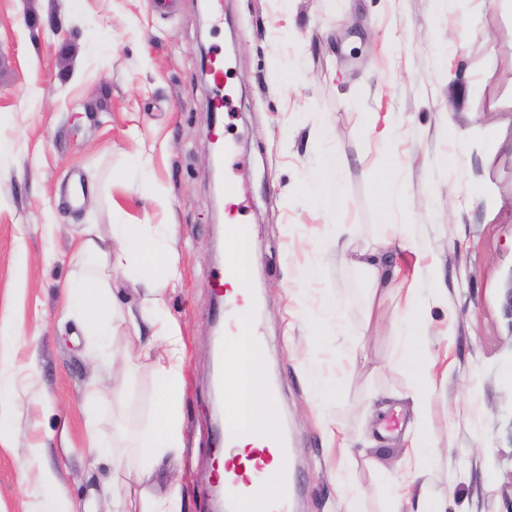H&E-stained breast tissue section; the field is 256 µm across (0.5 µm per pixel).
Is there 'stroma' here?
<instances>
[{"label": "stroma", "instance_id": "1", "mask_svg": "<svg viewBox=\"0 0 512 512\" xmlns=\"http://www.w3.org/2000/svg\"><path fill=\"white\" fill-rule=\"evenodd\" d=\"M221 14L207 19L199 0H0V139L11 145L0 154V367L14 371L17 394L0 435V512H43L51 491L104 512L108 483L134 503L177 485L184 512H212L221 312L204 50L223 57L232 94L219 119L242 162L256 329L298 484L291 512H344L334 476L343 458L362 512H390L388 480L413 417L398 397L412 376L398 359L395 303L366 328L367 284L336 247L340 224L354 226L356 251L381 225H413L412 247L387 257L403 275L418 252L438 259L448 300L431 311L430 492L443 512H512V11L500 0H222ZM319 123L336 137L315 139ZM332 157L345 193L330 215L301 189ZM392 176L404 185L399 208L384 193ZM84 224L106 238L116 224L175 227L164 244L181 277L165 305L184 344L181 458L138 484L87 461L93 433L139 469L132 442L157 388L150 359L121 333L111 351L131 372L113 400L111 367L89 359L90 330L67 311ZM324 302L342 310L352 349L333 337L301 343V317ZM315 366L338 372L333 414L346 449L323 439Z\"/></svg>", "mask_w": 512, "mask_h": 512}]
</instances>
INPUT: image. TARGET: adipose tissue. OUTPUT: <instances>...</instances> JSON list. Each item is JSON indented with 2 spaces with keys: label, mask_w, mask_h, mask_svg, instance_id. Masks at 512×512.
<instances>
[{
  "label": "adipose tissue",
  "mask_w": 512,
  "mask_h": 512,
  "mask_svg": "<svg viewBox=\"0 0 512 512\" xmlns=\"http://www.w3.org/2000/svg\"><path fill=\"white\" fill-rule=\"evenodd\" d=\"M340 166V161L333 160L314 170L303 192L311 204L329 214L336 212L343 197ZM112 233L121 245L108 249L103 247L96 225H82L78 253L91 261L93 271L82 276L72 298L75 309L92 325L96 335L106 337L131 331L133 336L145 337L144 350L154 357L158 387L155 422L135 441L142 467L147 470L181 445L182 343L164 307L165 287L178 279L179 271L172 252L161 249L151 234L146 233L144 225L118 224ZM410 234V225H384L382 233L356 253L353 262L369 285L370 302H383L398 276L396 268L384 263L383 253L393 246L406 245ZM134 265L151 274L145 282L150 299L139 321L130 325L116 301L113 278L127 273ZM157 268L162 271L158 277L153 274ZM444 296L436 260L418 259L407 287L399 291L396 309L402 328L398 337L402 361L413 377L411 387L404 394L412 403L413 417L405 433L408 446L401 459L407 479L394 489V512H440L428 490L430 468L426 448L433 431L430 398L435 391V382L429 375L434 357L429 312ZM226 345L235 351L230 365L238 379L224 390L225 420L240 429L239 444L244 447L254 441L249 431L251 423L269 428L276 420L261 390L265 380L263 359L252 351L249 336L228 337Z\"/></svg>",
  "instance_id": "1"
}]
</instances>
